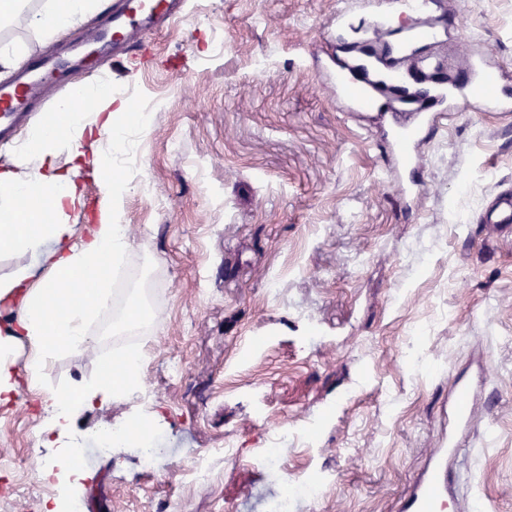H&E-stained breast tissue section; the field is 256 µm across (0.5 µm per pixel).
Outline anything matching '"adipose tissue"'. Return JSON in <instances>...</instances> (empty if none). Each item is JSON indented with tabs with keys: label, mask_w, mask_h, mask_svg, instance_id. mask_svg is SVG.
<instances>
[{
	"label": "adipose tissue",
	"mask_w": 512,
	"mask_h": 512,
	"mask_svg": "<svg viewBox=\"0 0 512 512\" xmlns=\"http://www.w3.org/2000/svg\"><path fill=\"white\" fill-rule=\"evenodd\" d=\"M102 6L103 0H44L32 10L27 0H0V23L22 22L37 39L49 41ZM76 93L92 98L95 108L77 112L72 101L61 102L0 166V251L15 260L14 270L0 276V301L16 308L7 336L0 337V403L17 391L12 353L19 339L30 345L25 370L34 389L58 354L93 348L89 327L111 301L112 269L130 247L118 211L134 184L112 167L140 132L143 115L108 80L78 84ZM83 168L98 181L101 200L95 223L82 230L70 217L85 205L76 179ZM137 374L133 363L122 372L108 366L92 382L49 393L55 425L66 427L77 411L121 397Z\"/></svg>",
	"instance_id": "ef3b65f1"
}]
</instances>
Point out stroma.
I'll use <instances>...</instances> for the list:
<instances>
[{
  "instance_id": "1",
  "label": "stroma",
  "mask_w": 512,
  "mask_h": 512,
  "mask_svg": "<svg viewBox=\"0 0 512 512\" xmlns=\"http://www.w3.org/2000/svg\"><path fill=\"white\" fill-rule=\"evenodd\" d=\"M342 0H189L188 19L146 33L132 68L93 43L98 15L72 32L79 80L155 105L134 139L123 199L130 249L114 286L111 339L57 356L31 389L0 404V512H395L439 434L453 425L451 388L487 359L492 437L469 435L471 480L451 502L512 512V227L482 223L512 188V116L463 96L437 129L407 143L420 167L396 164L388 119L343 110L324 71L370 38L356 12L324 43ZM446 36L427 47L453 77L487 47L512 92V0H442ZM144 361L140 392L79 411L61 441L46 428V391L95 379L130 334ZM137 419L159 450L145 472L124 441L72 487L43 478L60 447ZM281 436L276 464L257 463ZM37 447H30V440ZM232 446L234 463L224 460ZM215 478L183 475L195 452ZM314 499L288 496L296 479Z\"/></svg>"
}]
</instances>
